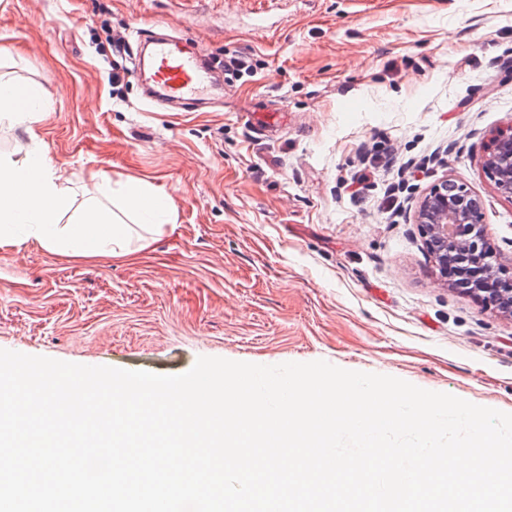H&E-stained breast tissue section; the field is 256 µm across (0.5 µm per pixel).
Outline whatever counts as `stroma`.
<instances>
[{
  "mask_svg": "<svg viewBox=\"0 0 512 512\" xmlns=\"http://www.w3.org/2000/svg\"><path fill=\"white\" fill-rule=\"evenodd\" d=\"M155 28L256 72L159 111L132 72ZM111 29L131 50L117 85ZM0 74L40 86L76 205L100 171L177 208L123 259L0 250V349L159 375L323 360L512 413V319L448 288L412 222L461 179L512 268V199L481 163L512 124V0H0ZM266 105L287 124L256 128Z\"/></svg>",
  "mask_w": 512,
  "mask_h": 512,
  "instance_id": "obj_1",
  "label": "stroma"
}]
</instances>
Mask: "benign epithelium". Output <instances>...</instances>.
Returning a JSON list of instances; mask_svg holds the SVG:
<instances>
[{
	"label": "benign epithelium",
	"instance_id": "obj_1",
	"mask_svg": "<svg viewBox=\"0 0 512 512\" xmlns=\"http://www.w3.org/2000/svg\"><path fill=\"white\" fill-rule=\"evenodd\" d=\"M483 166L499 193L512 198V129L492 137ZM426 249L441 279L452 288L453 277L473 285L501 315L512 318V273L496 260L482 224V201L457 179L436 183L414 215Z\"/></svg>",
	"mask_w": 512,
	"mask_h": 512
}]
</instances>
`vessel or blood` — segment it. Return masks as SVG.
<instances>
[{"mask_svg": "<svg viewBox=\"0 0 512 512\" xmlns=\"http://www.w3.org/2000/svg\"><path fill=\"white\" fill-rule=\"evenodd\" d=\"M140 38L149 53L137 58L136 71L145 77L148 99L188 111L202 106L215 90L212 62L192 50L187 40L150 30Z\"/></svg>", "mask_w": 512, "mask_h": 512, "instance_id": "b4317fda", "label": "vessel or blood"}]
</instances>
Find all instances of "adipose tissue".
<instances>
[{"label": "adipose tissue", "mask_w": 512, "mask_h": 512, "mask_svg": "<svg viewBox=\"0 0 512 512\" xmlns=\"http://www.w3.org/2000/svg\"><path fill=\"white\" fill-rule=\"evenodd\" d=\"M45 104L38 90L0 78V124L22 129L24 141L13 152L0 153V249L27 245L67 258H123L131 256L130 243L149 238L177 222L173 201L144 180L116 181L90 173L97 202L79 217L62 223L76 195L59 172L58 163L44 144L39 128ZM124 198L129 217L105 207V200Z\"/></svg>", "instance_id": "1"}]
</instances>
